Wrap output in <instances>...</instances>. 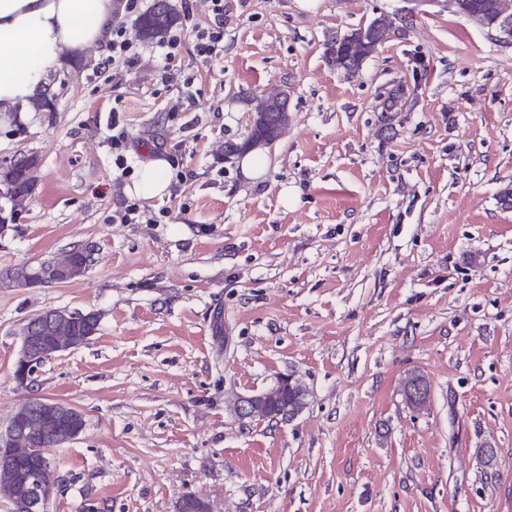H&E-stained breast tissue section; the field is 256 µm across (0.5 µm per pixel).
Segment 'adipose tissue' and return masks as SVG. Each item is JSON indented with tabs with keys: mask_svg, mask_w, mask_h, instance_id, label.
Returning <instances> with one entry per match:
<instances>
[{
	"mask_svg": "<svg viewBox=\"0 0 512 512\" xmlns=\"http://www.w3.org/2000/svg\"><path fill=\"white\" fill-rule=\"evenodd\" d=\"M116 0H0V112L41 97L69 56L112 37Z\"/></svg>",
	"mask_w": 512,
	"mask_h": 512,
	"instance_id": "1",
	"label": "adipose tissue"
}]
</instances>
